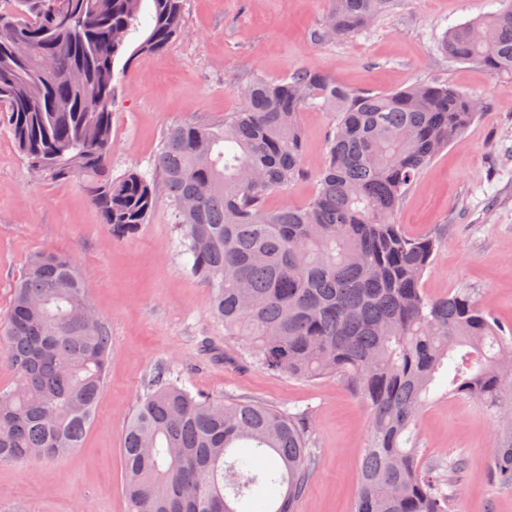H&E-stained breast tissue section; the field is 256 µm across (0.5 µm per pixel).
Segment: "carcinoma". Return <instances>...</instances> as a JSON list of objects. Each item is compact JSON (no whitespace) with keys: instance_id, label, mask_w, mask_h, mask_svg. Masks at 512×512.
<instances>
[{"instance_id":"1","label":"carcinoma","mask_w":512,"mask_h":512,"mask_svg":"<svg viewBox=\"0 0 512 512\" xmlns=\"http://www.w3.org/2000/svg\"><path fill=\"white\" fill-rule=\"evenodd\" d=\"M0 12V106L31 172L80 179L116 236L148 223L163 195L210 314L241 340L246 363L332 378L368 407L369 442L352 512H452L464 460L419 462L422 409L444 390L495 421L494 481L512 488V327L465 289L422 288L442 234L409 235L395 215L424 168L480 116V102L439 80L353 91L323 73L254 77L244 107L218 124L163 133L148 169L105 174L115 67L165 50L183 0H11ZM445 34L448 57L512 76V0ZM391 0H331L319 41L364 30ZM332 125L316 188L269 210L305 170L302 112ZM15 382L0 386V463L81 447L111 363V336L73 261L32 254L6 318ZM311 425L250 400L216 401L152 374L123 441L129 512H296L315 465ZM255 451L275 469L253 470Z\"/></svg>"}]
</instances>
